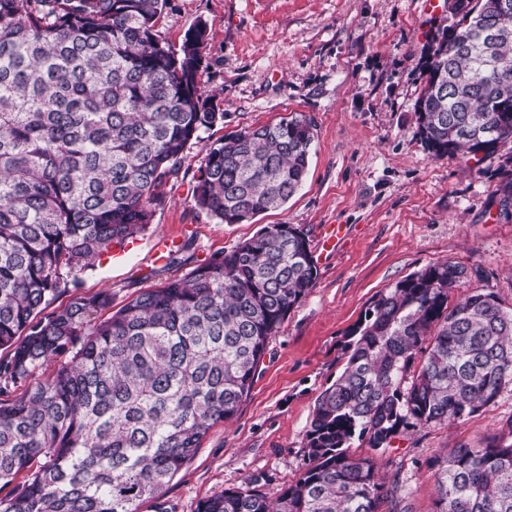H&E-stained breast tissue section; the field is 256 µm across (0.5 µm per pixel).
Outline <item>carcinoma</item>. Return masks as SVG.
<instances>
[{
  "label": "carcinoma",
  "mask_w": 512,
  "mask_h": 512,
  "mask_svg": "<svg viewBox=\"0 0 512 512\" xmlns=\"http://www.w3.org/2000/svg\"><path fill=\"white\" fill-rule=\"evenodd\" d=\"M168 0H0V512H168L165 487L248 398L269 340L318 269L306 234L267 224L112 310L82 275L144 232L185 153L204 144L195 208L241 224L306 178V117L224 123L201 91L207 24L179 49L155 27ZM418 129L436 158L467 163L512 139V0H455L434 37ZM446 261L397 282L350 329L344 370L318 396L297 480L249 486L196 512H383L374 453L412 424L462 420L512 384V308ZM424 357L414 366L418 353ZM69 354L44 378L36 372ZM369 451L350 454L353 438ZM436 512H512V439L436 461Z\"/></svg>",
  "instance_id": "obj_1"
}]
</instances>
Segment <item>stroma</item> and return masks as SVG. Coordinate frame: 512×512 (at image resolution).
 <instances>
[{
    "instance_id": "35a3bbf8",
    "label": "stroma",
    "mask_w": 512,
    "mask_h": 512,
    "mask_svg": "<svg viewBox=\"0 0 512 512\" xmlns=\"http://www.w3.org/2000/svg\"><path fill=\"white\" fill-rule=\"evenodd\" d=\"M205 21L208 44L199 85L224 114L218 140L295 115L314 124L303 186L282 208L242 224L199 213L192 177L202 145L186 152L185 175L169 202L125 249H113L82 276V289L112 292L113 307L161 285V238L188 244L194 261L231 250L266 224L303 229L318 248L327 224L348 225L336 252L318 258V278L270 339L249 397L215 426L165 490L173 512L257 481L276 495L300 474L305 432L320 393L346 363L347 331L373 299L426 266L465 267L450 293L476 289L512 307V140L479 163L434 157L420 138L416 102L425 84L421 60L448 27L447 9L425 0H169L157 31L172 46ZM512 419V385L495 402L458 422L414 425L380 451L381 473L399 482L409 512H434L433 460L461 445L477 447Z\"/></svg>"
}]
</instances>
